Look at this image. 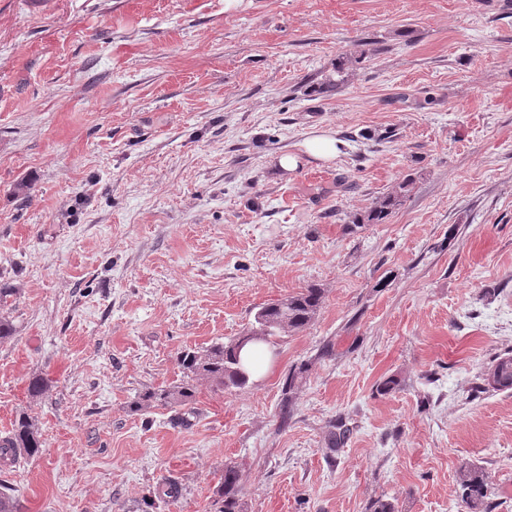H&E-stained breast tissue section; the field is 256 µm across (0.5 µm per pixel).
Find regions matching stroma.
Instances as JSON below:
<instances>
[{
	"instance_id": "stroma-1",
	"label": "stroma",
	"mask_w": 512,
	"mask_h": 512,
	"mask_svg": "<svg viewBox=\"0 0 512 512\" xmlns=\"http://www.w3.org/2000/svg\"><path fill=\"white\" fill-rule=\"evenodd\" d=\"M224 2L0 0V438L25 413L44 441L0 490L214 512L230 463L245 512H458L474 464L512 512V391L483 387L512 354V0ZM345 54L340 90L307 96ZM322 131L335 158L277 169ZM404 181L387 223L351 228ZM310 285L318 315L263 376L198 381L185 427L131 412L180 383L179 351ZM165 478L178 504L148 508Z\"/></svg>"
}]
</instances>
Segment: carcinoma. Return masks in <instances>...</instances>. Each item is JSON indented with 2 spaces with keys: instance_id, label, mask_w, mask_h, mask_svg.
<instances>
[{
  "instance_id": "carcinoma-1",
  "label": "carcinoma",
  "mask_w": 512,
  "mask_h": 512,
  "mask_svg": "<svg viewBox=\"0 0 512 512\" xmlns=\"http://www.w3.org/2000/svg\"><path fill=\"white\" fill-rule=\"evenodd\" d=\"M349 59H336L333 75L321 82L308 86V94H324L340 89ZM408 183L403 182L398 189L376 200L364 213L354 217L352 223L384 224L392 213L402 205L404 192ZM324 298L321 288L308 286L300 291L288 294L274 303L258 310L254 316L251 333L275 338L288 331H298L308 326L317 316ZM236 340L228 343H215L202 350H183L177 356L178 366L183 374L181 383L173 386L151 388L141 394L131 404L134 412L146 411L154 407L192 406L196 403V380H207L215 391L228 388H243L249 379L238 371L235 361ZM309 370V364L294 367L288 371L283 386L281 399V417L288 414L290 394L297 387L300 375ZM489 373L495 376V390L512 389V356L498 357L490 367ZM350 434V428L341 421L330 424L328 444L333 451L343 447ZM44 447L38 430L30 416L19 415L13 423L9 434L0 439V458H7L13 463H20L33 458ZM461 503L464 512H491L486 477L482 469L468 464L461 467L458 475ZM241 474L236 466L224 465V475L214 492L215 512H243L241 498ZM154 499L149 505L160 501L166 505L178 503L181 487L172 480L160 483L153 491Z\"/></svg>"
}]
</instances>
